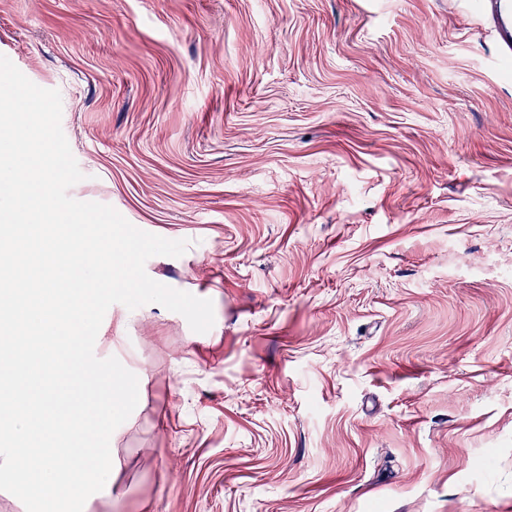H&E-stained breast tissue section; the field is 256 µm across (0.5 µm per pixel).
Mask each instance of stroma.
Returning <instances> with one entry per match:
<instances>
[{
  "label": "stroma",
  "instance_id": "stroma-1",
  "mask_svg": "<svg viewBox=\"0 0 512 512\" xmlns=\"http://www.w3.org/2000/svg\"><path fill=\"white\" fill-rule=\"evenodd\" d=\"M73 199L188 240L112 305L89 512H512V35L490 0H0Z\"/></svg>",
  "mask_w": 512,
  "mask_h": 512
}]
</instances>
